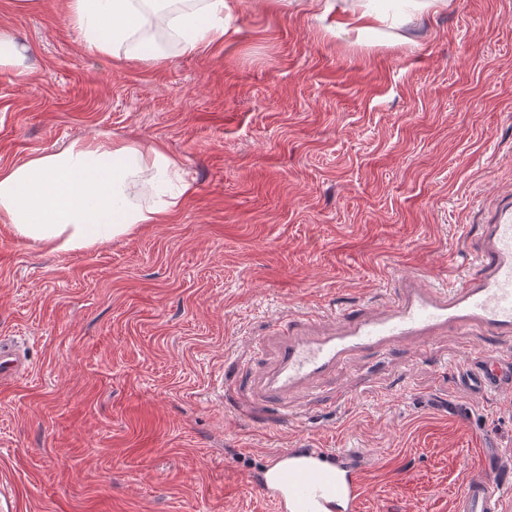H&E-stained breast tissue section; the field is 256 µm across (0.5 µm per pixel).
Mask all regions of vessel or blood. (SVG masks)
Returning a JSON list of instances; mask_svg holds the SVG:
<instances>
[{
  "instance_id": "obj_1",
  "label": "vessel or blood",
  "mask_w": 512,
  "mask_h": 512,
  "mask_svg": "<svg viewBox=\"0 0 512 512\" xmlns=\"http://www.w3.org/2000/svg\"><path fill=\"white\" fill-rule=\"evenodd\" d=\"M476 268L458 284L442 288L426 274L401 278L391 299L374 309H349L334 325L316 323L312 314L286 322L275 339L276 359L256 371L250 391L267 407L287 408L295 393L316 387L336 368L363 353L385 354L404 344L427 346L453 333L512 338V208L486 225L475 251ZM22 363L12 341L0 337V378L12 377ZM460 399L494 396L512 400V351L476 349L455 375ZM277 461L300 466L283 471L282 486L271 485L266 469L248 475L254 492L273 498L278 512L289 501L316 503L319 512H356L367 459L354 448H321L303 443L276 453ZM505 453L487 450L461 491L457 512H512V468ZM328 465L336 481L322 484L309 461Z\"/></svg>"
}]
</instances>
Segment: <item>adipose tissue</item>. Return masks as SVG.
I'll list each match as a JSON object with an SVG mask.
<instances>
[{"label": "adipose tissue", "mask_w": 512, "mask_h": 512, "mask_svg": "<svg viewBox=\"0 0 512 512\" xmlns=\"http://www.w3.org/2000/svg\"><path fill=\"white\" fill-rule=\"evenodd\" d=\"M241 0H68L70 22L91 52L161 65L156 29L193 53L231 38ZM177 159L161 146L90 136L0 167V223L53 252L111 244L138 224H165L194 183L171 190Z\"/></svg>", "instance_id": "adipose-tissue-1"}]
</instances>
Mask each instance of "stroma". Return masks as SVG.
I'll list each match as a JSON object with an SVG mask.
<instances>
[{
    "label": "stroma",
    "instance_id": "stroma-1",
    "mask_svg": "<svg viewBox=\"0 0 512 512\" xmlns=\"http://www.w3.org/2000/svg\"><path fill=\"white\" fill-rule=\"evenodd\" d=\"M366 10L363 36L333 31ZM234 37L154 66L84 48L66 0H0L28 46L0 72V165L90 135L175 155L194 195L166 224L52 253L0 225V512H276L247 472L310 441L374 454L359 512H455L512 402L454 416L468 336L337 367L282 429L250 403L277 322L452 285L512 206V0H244ZM21 367V359L15 344L4 337H0V378L12 377Z\"/></svg>",
    "mask_w": 512,
    "mask_h": 512
}]
</instances>
